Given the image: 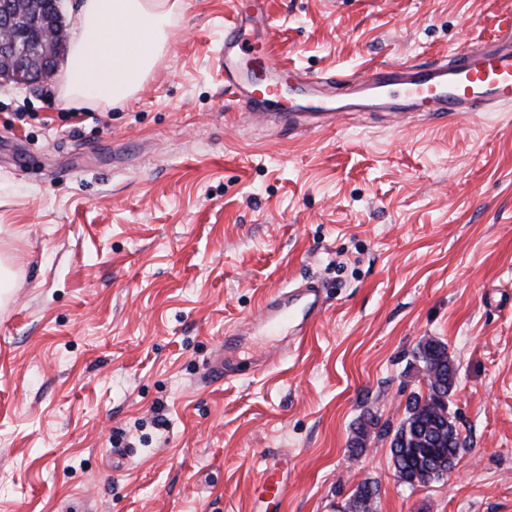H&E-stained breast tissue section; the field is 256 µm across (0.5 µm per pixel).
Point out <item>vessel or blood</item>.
<instances>
[{"label":"vessel or blood","instance_id":"obj_1","mask_svg":"<svg viewBox=\"0 0 512 512\" xmlns=\"http://www.w3.org/2000/svg\"><path fill=\"white\" fill-rule=\"evenodd\" d=\"M251 7L250 0H237L224 26L221 63L225 94L256 120L308 130L322 126L326 119L364 111L369 101L393 118L421 112L442 121L512 106L511 13L500 20L498 34L484 39L477 50L461 46L445 57L397 62L359 76L315 77L264 61L260 64L264 78L259 81L239 63L247 43L243 18ZM321 313L320 289L316 282L306 281L266 298L258 316L244 329L300 341ZM261 495L273 501L284 498L283 482L272 468L262 472Z\"/></svg>","mask_w":512,"mask_h":512}]
</instances>
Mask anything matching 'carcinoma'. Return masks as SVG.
Listing matches in <instances>:
<instances>
[{
  "label": "carcinoma",
  "mask_w": 512,
  "mask_h": 512,
  "mask_svg": "<svg viewBox=\"0 0 512 512\" xmlns=\"http://www.w3.org/2000/svg\"><path fill=\"white\" fill-rule=\"evenodd\" d=\"M427 381V393L413 396L407 404V415L396 428L378 426L369 419L358 423L350 441V452L362 453L372 434L392 435L391 460L399 484L414 488L443 478L454 466L456 454L452 446L460 434L448 410V396L455 386L457 367L448 344L436 339L419 343L416 351ZM378 487L362 482L343 506L344 512H364L374 506Z\"/></svg>",
  "instance_id": "carcinoma-1"
}]
</instances>
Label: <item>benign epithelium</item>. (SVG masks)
<instances>
[{"mask_svg": "<svg viewBox=\"0 0 512 512\" xmlns=\"http://www.w3.org/2000/svg\"><path fill=\"white\" fill-rule=\"evenodd\" d=\"M66 42L62 12L43 18L40 0H0V78L35 84L54 73Z\"/></svg>", "mask_w": 512, "mask_h": 512, "instance_id": "obj_1", "label": "benign epithelium"}]
</instances>
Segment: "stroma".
<instances>
[{
	"label": "stroma",
	"instance_id": "1",
	"mask_svg": "<svg viewBox=\"0 0 512 512\" xmlns=\"http://www.w3.org/2000/svg\"><path fill=\"white\" fill-rule=\"evenodd\" d=\"M230 0H182L122 108H72L61 74L0 84V512H512V111L399 126L359 112L317 131L249 118L217 52ZM248 52L318 75L445 55L512 0H269ZM325 305L300 347L244 336L266 368L205 382L226 330L304 279ZM447 343L465 442L443 479L396 480L388 439ZM162 407L168 424L153 423ZM133 450L113 467V441ZM377 426L378 422H374L372 418L358 423L357 427L354 428L353 437L350 441V452L352 454H361L365 450L372 434H375L374 430ZM261 495L266 500L282 501L284 486L279 475L269 466L262 472ZM378 487L370 482H362L354 490L343 506V512H370L362 510L365 503L369 508L375 506L378 497Z\"/></svg>",
	"mask_w": 512,
	"mask_h": 512
}]
</instances>
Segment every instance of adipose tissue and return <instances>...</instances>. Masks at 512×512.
Masks as SVG:
<instances>
[{"instance_id": "obj_1", "label": "adipose tissue", "mask_w": 512, "mask_h": 512, "mask_svg": "<svg viewBox=\"0 0 512 512\" xmlns=\"http://www.w3.org/2000/svg\"><path fill=\"white\" fill-rule=\"evenodd\" d=\"M180 0H80L61 94L74 108L124 105L163 56Z\"/></svg>"}]
</instances>
